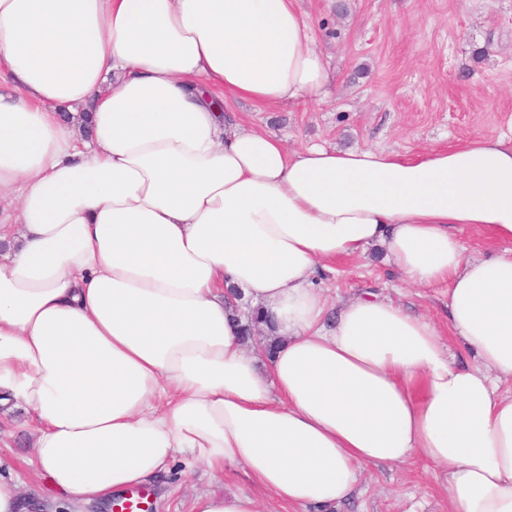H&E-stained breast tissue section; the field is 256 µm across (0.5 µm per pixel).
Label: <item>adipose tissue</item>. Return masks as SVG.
I'll use <instances>...</instances> for the list:
<instances>
[{"instance_id": "ef3b65f1", "label": "adipose tissue", "mask_w": 512, "mask_h": 512, "mask_svg": "<svg viewBox=\"0 0 512 512\" xmlns=\"http://www.w3.org/2000/svg\"><path fill=\"white\" fill-rule=\"evenodd\" d=\"M297 0H0V409L40 476L89 504L176 455L331 512L359 474L422 461L448 512H512V139L415 157L308 146L233 113L321 101ZM380 247L448 286L443 329L386 298L330 312L321 263ZM272 326L244 340L242 300ZM461 240L466 248L465 255L474 256H493L504 249L512 248V244L500 242L491 234H475L465 231L461 234Z\"/></svg>"}]
</instances>
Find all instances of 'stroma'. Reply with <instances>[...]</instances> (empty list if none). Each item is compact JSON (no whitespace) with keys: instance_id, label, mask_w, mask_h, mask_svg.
<instances>
[{"instance_id":"35a3bbf8","label":"stroma","mask_w":512,"mask_h":512,"mask_svg":"<svg viewBox=\"0 0 512 512\" xmlns=\"http://www.w3.org/2000/svg\"><path fill=\"white\" fill-rule=\"evenodd\" d=\"M333 80L327 98L307 109L242 102L237 115L282 138L310 144L367 146L404 156L450 146L461 137H512V0H298ZM331 302L376 293L445 323L448 288L399 281L377 247L319 269ZM24 410L0 416V471L23 476V512H68L57 493L32 477V428ZM154 512H190L207 492L247 491L242 467L211 475L177 456L149 481ZM333 512H448L444 480L407 465L368 469L351 499Z\"/></svg>"}]
</instances>
